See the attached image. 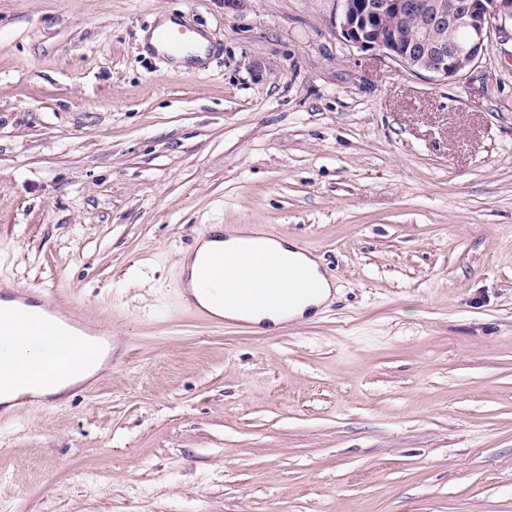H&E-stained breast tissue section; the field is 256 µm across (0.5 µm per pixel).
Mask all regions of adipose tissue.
Listing matches in <instances>:
<instances>
[{
  "mask_svg": "<svg viewBox=\"0 0 512 512\" xmlns=\"http://www.w3.org/2000/svg\"><path fill=\"white\" fill-rule=\"evenodd\" d=\"M248 245L289 256L299 271L318 277L319 289L315 295L301 299L287 312H244L228 307L223 312L225 319L263 324L267 329L274 330L284 323L307 319L329 300L333 285L328 279L322 278L317 256L303 252L290 240L258 238L249 241L239 236L223 240L202 239L195 250L183 254L181 266L186 276L187 293L201 305H208L209 299L200 288L202 279L221 280L224 267L219 262L220 257L232 255ZM6 345L17 348L10 357H0V403L10 409L20 406L23 399L29 396H62L68 386L75 382V365L87 356L85 342L80 337L50 329L44 330L42 335L33 336L23 325L17 326L15 335H0V346ZM31 377L42 378V385L24 386V379Z\"/></svg>",
  "mask_w": 512,
  "mask_h": 512,
  "instance_id": "1",
  "label": "adipose tissue"
}]
</instances>
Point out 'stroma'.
I'll list each match as a JSON object with an SVG mask.
<instances>
[{
	"label": "stroma",
	"mask_w": 512,
	"mask_h": 512,
	"mask_svg": "<svg viewBox=\"0 0 512 512\" xmlns=\"http://www.w3.org/2000/svg\"><path fill=\"white\" fill-rule=\"evenodd\" d=\"M339 11L0 0V285L130 344L0 422V512H512V41L443 81ZM164 16L198 68L143 46ZM206 224L269 225L331 298L196 321Z\"/></svg>",
	"instance_id": "obj_1"
}]
</instances>
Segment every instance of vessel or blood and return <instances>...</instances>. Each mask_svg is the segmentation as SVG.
I'll list each match as a JSON object with an SVG mask.
<instances>
[{
	"label": "vessel or blood",
	"instance_id": "1",
	"mask_svg": "<svg viewBox=\"0 0 512 512\" xmlns=\"http://www.w3.org/2000/svg\"><path fill=\"white\" fill-rule=\"evenodd\" d=\"M155 39L163 54L171 58L183 55L195 46L194 35L185 28H156ZM316 289V280L298 273L288 257L246 248L228 261L224 277L214 290L213 300L218 305L237 309L285 310ZM33 319L84 336L93 355L106 359L111 356L107 329L95 326L81 311L58 309L43 293L19 294L13 305L0 307V335H9L15 323Z\"/></svg>",
	"mask_w": 512,
	"mask_h": 512
}]
</instances>
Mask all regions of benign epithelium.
<instances>
[{"label": "benign epithelium", "instance_id": "obj_1", "mask_svg": "<svg viewBox=\"0 0 512 512\" xmlns=\"http://www.w3.org/2000/svg\"><path fill=\"white\" fill-rule=\"evenodd\" d=\"M336 32L407 70L447 80L473 68L492 32L512 24V0H338Z\"/></svg>", "mask_w": 512, "mask_h": 512}]
</instances>
